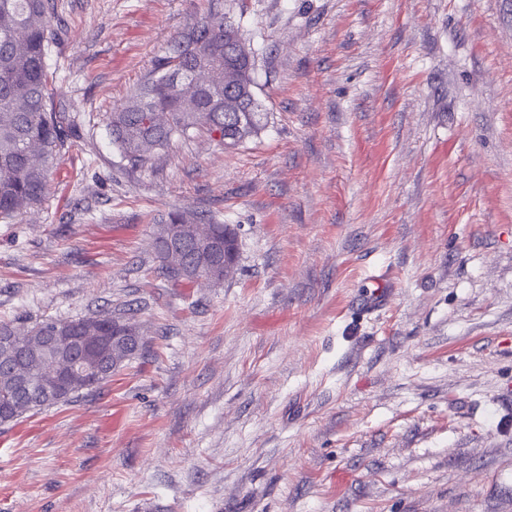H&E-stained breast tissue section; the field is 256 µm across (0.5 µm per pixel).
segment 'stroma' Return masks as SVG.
<instances>
[{
	"label": "stroma",
	"mask_w": 512,
	"mask_h": 512,
	"mask_svg": "<svg viewBox=\"0 0 512 512\" xmlns=\"http://www.w3.org/2000/svg\"><path fill=\"white\" fill-rule=\"evenodd\" d=\"M54 2L75 134L0 218V321L143 346L0 425V512H512V0ZM209 10L263 127L131 168L105 117ZM176 210L236 231L223 283L162 272Z\"/></svg>",
	"instance_id": "35a3bbf8"
}]
</instances>
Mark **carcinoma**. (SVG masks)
Instances as JSON below:
<instances>
[{
    "instance_id": "obj_1",
    "label": "carcinoma",
    "mask_w": 512,
    "mask_h": 512,
    "mask_svg": "<svg viewBox=\"0 0 512 512\" xmlns=\"http://www.w3.org/2000/svg\"><path fill=\"white\" fill-rule=\"evenodd\" d=\"M53 0H0V217H14L40 205L48 187V174L72 133L65 116L48 107L54 90L47 57L55 40L52 28ZM243 40L240 27L211 12L197 17L171 43L156 66L158 76L142 87L106 118L112 144L133 169L145 167L152 157L168 150L178 139L205 133L227 146L242 143L262 128L254 94L255 59L224 57V47ZM233 67L234 94L241 112L224 111V87L201 85L189 93L174 83L177 73L196 69ZM161 112L166 120L157 124L151 116ZM186 212H172L158 224L157 246L161 260L171 248L181 251L190 267L178 272L163 264L175 282L195 280L196 267L210 270L224 281V259L215 266L187 242L169 236L171 224H193ZM219 245L226 246L229 261L237 258L235 234L222 224L210 225ZM74 326L84 336H115L128 325L140 335L136 324L109 313L77 320L45 319L20 334L8 323H0V336L20 348L22 355L8 366L0 364V424L14 422L58 404L42 397L44 352L40 337L56 326ZM137 351L118 338L106 344L102 360L107 371L97 378L76 382L64 398L68 402L84 390L102 386Z\"/></svg>"
}]
</instances>
